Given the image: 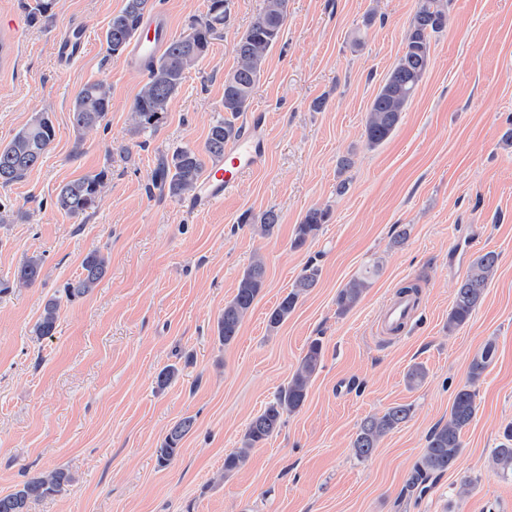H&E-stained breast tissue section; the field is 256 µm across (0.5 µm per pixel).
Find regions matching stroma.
Returning a JSON list of instances; mask_svg holds the SVG:
<instances>
[{"mask_svg":"<svg viewBox=\"0 0 512 512\" xmlns=\"http://www.w3.org/2000/svg\"><path fill=\"white\" fill-rule=\"evenodd\" d=\"M28 2L0 0V38L11 47L0 60V142L41 112L56 136L41 164L0 186V282L27 257L44 261L34 285L0 293V494L26 473L61 466L72 482L31 512H512V479L489 468L512 423V0H453L415 97L394 135L373 149L365 114L401 53L417 0H288L284 32L237 120L246 127L261 117L269 152L207 209L152 188V178L176 149L203 148L223 118L233 46L265 0H229L228 22L145 133L130 112L146 73L109 55L103 38L124 0H60L37 23ZM207 5L156 0L151 16L180 36ZM66 21L82 29L86 49L64 68L54 39ZM93 80L110 85L112 110L81 139L70 109ZM345 157L353 164L343 170ZM103 169L94 210L73 218L56 208L61 184ZM312 208L330 217L293 248L294 228ZM269 209L279 216L271 236L239 221ZM401 224L409 235L396 246ZM458 243L464 250L450 260ZM95 248L109 257L105 277L91 294L66 299ZM478 251L496 252L497 270L468 323L447 333L454 285ZM258 254L264 287L236 340L223 345L224 303ZM373 262L379 272L367 293L339 314V289ZM309 264L320 270L316 287L268 330L269 310ZM410 280L422 309L398 341H383L381 311ZM50 297L61 300L57 327L40 340L33 327ZM315 338L323 358L304 406L225 474V454ZM488 343L496 357L474 386L477 411L455 467L421 497L403 496L430 432L447 421ZM416 364L426 377L411 388L406 373ZM169 365L179 375L158 388ZM395 404L411 405L410 419L356 458L360 421ZM185 416L194 417L193 431L180 455L159 466L156 448ZM467 477L477 486L458 495Z\"/></svg>","mask_w":512,"mask_h":512,"instance_id":"35a3bbf8","label":"stroma"}]
</instances>
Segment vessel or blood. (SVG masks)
Instances as JSON below:
<instances>
[{
    "instance_id": "b4317fda",
    "label": "vessel or blood",
    "mask_w": 512,
    "mask_h": 512,
    "mask_svg": "<svg viewBox=\"0 0 512 512\" xmlns=\"http://www.w3.org/2000/svg\"><path fill=\"white\" fill-rule=\"evenodd\" d=\"M171 37L169 26L146 21L137 39L130 43L128 56L137 61L145 56L159 52ZM85 48L84 35L78 27L62 25L55 40V52L63 63L72 62ZM269 150V141L263 129L262 121H253L246 133H243L225 151L222 161L209 166L205 172L195 204L208 208L222 202L226 193L232 190L241 174L258 167ZM416 307L407 297L391 300L383 309L380 322L385 330L391 331L404 325Z\"/></svg>"
}]
</instances>
